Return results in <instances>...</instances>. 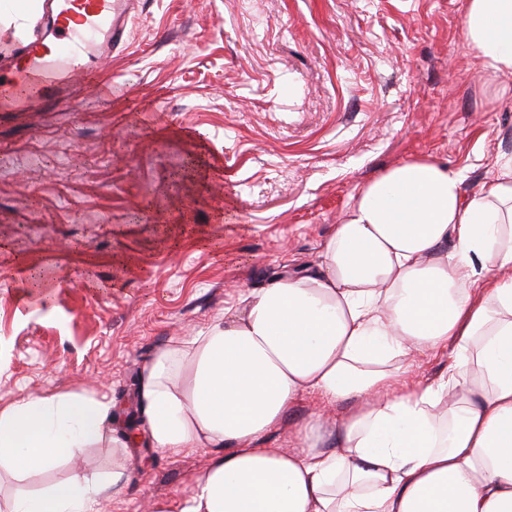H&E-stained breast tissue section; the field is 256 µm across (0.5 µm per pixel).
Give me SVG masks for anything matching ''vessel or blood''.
Returning a JSON list of instances; mask_svg holds the SVG:
<instances>
[{
  "label": "vessel or blood",
  "mask_w": 512,
  "mask_h": 512,
  "mask_svg": "<svg viewBox=\"0 0 512 512\" xmlns=\"http://www.w3.org/2000/svg\"><path fill=\"white\" fill-rule=\"evenodd\" d=\"M136 0H45V13L57 29L53 40L39 35L0 53V112L36 102L67 106L76 77L90 68L84 58L87 37L97 41L96 58L125 44Z\"/></svg>",
  "instance_id": "obj_1"
}]
</instances>
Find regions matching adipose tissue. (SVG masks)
I'll use <instances>...</instances> for the list:
<instances>
[{
    "label": "adipose tissue",
    "mask_w": 512,
    "mask_h": 512,
    "mask_svg": "<svg viewBox=\"0 0 512 512\" xmlns=\"http://www.w3.org/2000/svg\"><path fill=\"white\" fill-rule=\"evenodd\" d=\"M462 25L488 80L512 78V0H467ZM413 158L366 184L315 269L246 290L206 332L140 374L159 452L210 449L190 498L154 512H512V153L475 196ZM454 347L439 379L396 394L390 360ZM355 401L309 419L293 449L262 442L303 396ZM109 407L78 393L0 412V467L27 475L104 440ZM124 462L81 469L9 512H93Z\"/></svg>",
    "instance_id": "ef3b65f1"
}]
</instances>
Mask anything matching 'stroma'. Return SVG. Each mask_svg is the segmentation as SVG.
Listing matches in <instances>:
<instances>
[{
    "label": "stroma",
    "instance_id": "35a3bbf8",
    "mask_svg": "<svg viewBox=\"0 0 512 512\" xmlns=\"http://www.w3.org/2000/svg\"><path fill=\"white\" fill-rule=\"evenodd\" d=\"M464 5L138 0L128 41L69 107L0 115V412L78 392L109 402L120 429L155 354L238 292L313 268L364 184L430 157L475 192L512 152V80L483 74ZM42 16L41 0H0V47ZM450 357H400L398 388L435 381ZM353 407L304 395L263 445L294 447L301 422ZM209 455L107 440L45 472L0 470V512L121 459L104 512H152L188 497Z\"/></svg>",
    "mask_w": 512,
    "mask_h": 512
}]
</instances>
